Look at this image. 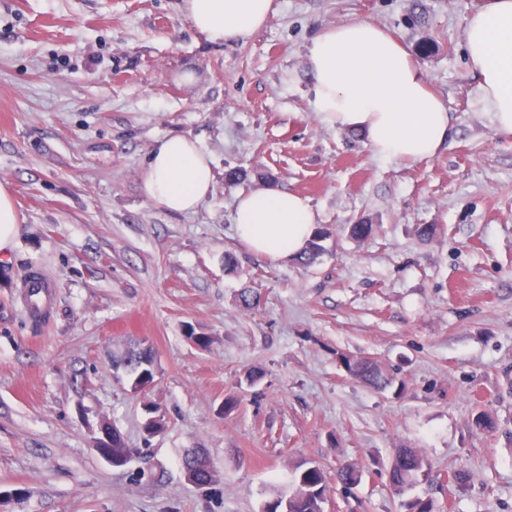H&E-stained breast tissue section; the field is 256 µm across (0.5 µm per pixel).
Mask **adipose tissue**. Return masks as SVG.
<instances>
[{
    "instance_id": "ef3b65f1",
    "label": "adipose tissue",
    "mask_w": 512,
    "mask_h": 512,
    "mask_svg": "<svg viewBox=\"0 0 512 512\" xmlns=\"http://www.w3.org/2000/svg\"><path fill=\"white\" fill-rule=\"evenodd\" d=\"M183 6L199 33L237 42L265 24L272 0H183ZM465 55L492 128L512 135V0H487L467 17ZM308 66L319 122L360 132L377 158L428 162L454 142L455 117L429 89L409 48L377 24L360 20L323 29L311 43ZM214 179L200 142L177 134L151 151L143 189L162 210L189 214L211 195ZM315 224L311 204L298 193L259 188L238 197L235 235L258 258H296Z\"/></svg>"
}]
</instances>
